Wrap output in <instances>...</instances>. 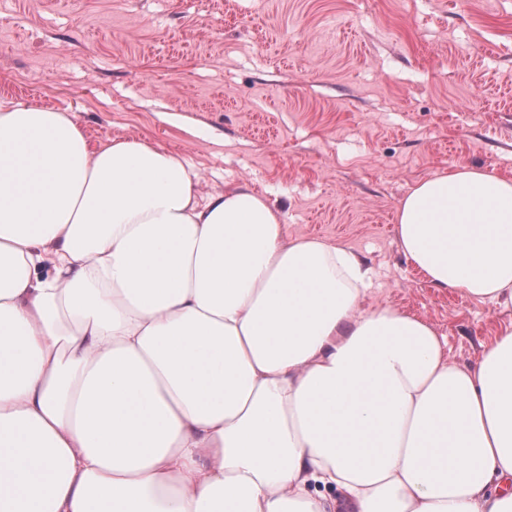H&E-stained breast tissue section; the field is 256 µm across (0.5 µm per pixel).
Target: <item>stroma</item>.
<instances>
[{"label": "stroma", "mask_w": 512, "mask_h": 512, "mask_svg": "<svg viewBox=\"0 0 512 512\" xmlns=\"http://www.w3.org/2000/svg\"><path fill=\"white\" fill-rule=\"evenodd\" d=\"M0 98L75 113L94 147L177 150L203 191L266 193L456 364L501 324L408 264L394 215L458 164L512 178V0H0Z\"/></svg>", "instance_id": "obj_1"}]
</instances>
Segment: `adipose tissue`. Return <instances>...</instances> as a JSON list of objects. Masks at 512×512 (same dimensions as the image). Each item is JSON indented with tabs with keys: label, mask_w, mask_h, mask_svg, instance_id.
Here are the masks:
<instances>
[{
	"label": "adipose tissue",
	"mask_w": 512,
	"mask_h": 512,
	"mask_svg": "<svg viewBox=\"0 0 512 512\" xmlns=\"http://www.w3.org/2000/svg\"><path fill=\"white\" fill-rule=\"evenodd\" d=\"M401 254L512 310V179L418 182ZM179 152L0 100V512H512V320L474 366Z\"/></svg>",
	"instance_id": "1"
}]
</instances>
